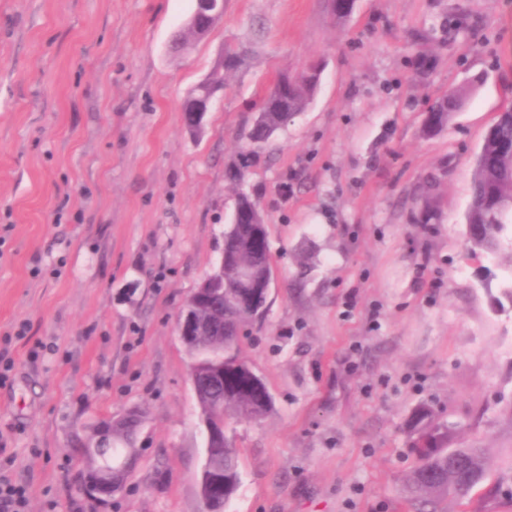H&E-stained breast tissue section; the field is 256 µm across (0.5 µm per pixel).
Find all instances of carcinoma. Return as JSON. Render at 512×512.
Returning a JSON list of instances; mask_svg holds the SVG:
<instances>
[{
  "mask_svg": "<svg viewBox=\"0 0 512 512\" xmlns=\"http://www.w3.org/2000/svg\"><path fill=\"white\" fill-rule=\"evenodd\" d=\"M224 76L215 72L207 84L192 90L191 97L206 99L223 86ZM319 84L315 66L296 76L281 77L266 97L264 107L253 119L250 143L259 146L303 111ZM468 90L448 93L431 108V121L424 132L434 134L452 120L463 105ZM512 154V110L498 116L485 136L473 172L471 197L466 213L467 225L475 228L468 235L471 247L492 258L505 251L503 243L512 239V174L503 170L505 158ZM236 208L241 217L224 233V268L217 274L218 290L196 304V313L211 320L209 330L196 337L188 352L197 363L198 404L202 415L216 414L223 421L258 419L272 408L266 385L243 360L238 341L242 329L260 318V309L268 308V299L257 288L271 275V253L265 216L249 195L239 194ZM224 391V408L213 406L216 389ZM455 426L433 418L426 407L411 419L410 444L417 458L416 467L407 475L404 490L418 512H447L450 499L465 500L473 489L488 478L486 449L455 445ZM133 431L118 426L112 431V443H96L95 426L75 438L74 447L84 462L83 480H91L108 454L123 452ZM216 478L224 484V498L232 496L239 485V450L227 435L209 448Z\"/></svg>",
  "mask_w": 512,
  "mask_h": 512,
  "instance_id": "cac0c4a2",
  "label": "carcinoma"
}]
</instances>
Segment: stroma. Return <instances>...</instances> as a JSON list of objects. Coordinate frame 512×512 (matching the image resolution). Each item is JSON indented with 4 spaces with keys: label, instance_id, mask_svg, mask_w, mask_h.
I'll list each match as a JSON object with an SVG mask.
<instances>
[{
    "label": "stroma",
    "instance_id": "35a3bbf8",
    "mask_svg": "<svg viewBox=\"0 0 512 512\" xmlns=\"http://www.w3.org/2000/svg\"><path fill=\"white\" fill-rule=\"evenodd\" d=\"M194 6L0 0V354L14 364L0 459L28 512H201V413L176 324L241 189L269 225L273 276L239 351L273 407L227 428L241 482L226 512H411L407 432L424 404L500 477L512 268L470 252L466 212L512 104V0H353L343 19L328 0H224L175 55ZM229 48L245 61L189 132L183 102ZM315 63L309 106L246 153L274 81ZM465 85L424 135L432 104ZM132 408L136 465L98 503L77 489L70 440ZM468 95V89L461 88L448 93V95L438 100L429 110L432 112L431 122L426 119L424 124V132L434 134L445 127L452 120L455 112L463 105Z\"/></svg>",
    "mask_w": 512,
    "mask_h": 512
}]
</instances>
